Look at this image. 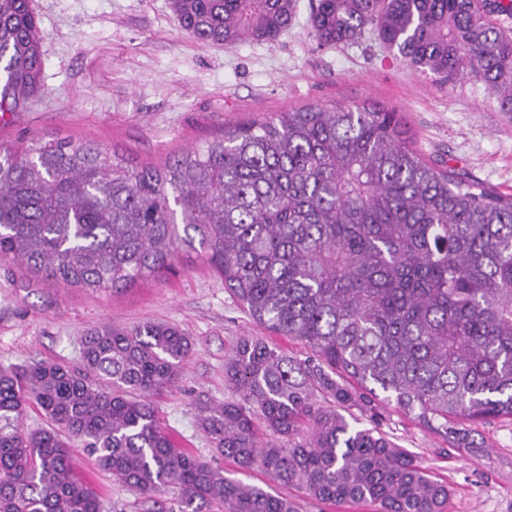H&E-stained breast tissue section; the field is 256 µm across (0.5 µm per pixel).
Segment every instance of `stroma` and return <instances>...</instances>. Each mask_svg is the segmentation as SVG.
Returning <instances> with one entry per match:
<instances>
[{
    "label": "stroma",
    "instance_id": "35a3bbf8",
    "mask_svg": "<svg viewBox=\"0 0 512 512\" xmlns=\"http://www.w3.org/2000/svg\"><path fill=\"white\" fill-rule=\"evenodd\" d=\"M44 58V95L0 123V151L58 135L91 141L140 164L160 165L223 135L225 127L294 106L377 104L398 112L413 145L460 176L512 195V115L467 79L444 86L413 72L370 38L323 48L308 27L311 0H298L293 26L271 43L206 44L178 25L170 0H32ZM177 325L193 342L177 385L154 400L176 445L215 459L199 430L200 404L231 394L224 354L243 337L266 339L300 361L312 351L257 325L207 259L181 251L170 270L119 293L65 288L0 262V364L32 359L78 365L90 327ZM351 414L410 451L448 483L447 512H512V420L474 424L475 447L422 426L412 416L352 387ZM225 476L288 496L298 512H375L305 497L262 470L217 459ZM75 471L103 496L109 512H154L100 472L84 453Z\"/></svg>",
    "mask_w": 512,
    "mask_h": 512
}]
</instances>
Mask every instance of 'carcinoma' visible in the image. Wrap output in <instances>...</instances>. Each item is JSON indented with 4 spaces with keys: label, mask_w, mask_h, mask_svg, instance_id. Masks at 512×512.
<instances>
[{
    "label": "carcinoma",
    "mask_w": 512,
    "mask_h": 512,
    "mask_svg": "<svg viewBox=\"0 0 512 512\" xmlns=\"http://www.w3.org/2000/svg\"><path fill=\"white\" fill-rule=\"evenodd\" d=\"M171 3L184 31L224 45L276 39L296 8ZM511 18L512 0H315L310 25L325 48L370 33L419 74L473 77L512 112ZM41 40L31 0H0V119L44 93ZM183 247L204 253L256 323L317 357L237 341L224 356L234 398L198 409L213 449L320 501L444 512L448 484L347 418L352 395L334 375L466 449L455 420L512 417V196L428 161L384 106L290 107L160 166L57 137L0 155L1 261L117 293ZM192 348L169 323L101 324L76 368L0 365V512H106L73 473L76 447L141 495L177 489L178 512H294L160 426L152 397L176 385ZM29 404L48 427H23Z\"/></svg>",
    "instance_id": "cac0c4a2"
}]
</instances>
